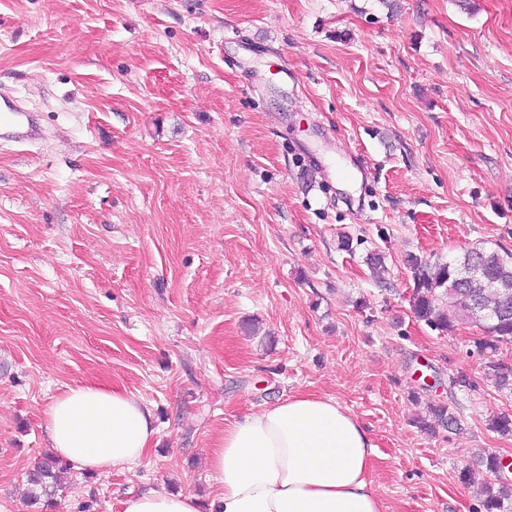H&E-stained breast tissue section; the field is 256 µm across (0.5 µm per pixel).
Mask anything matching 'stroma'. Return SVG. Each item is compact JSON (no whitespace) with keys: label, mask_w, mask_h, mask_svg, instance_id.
<instances>
[{"label":"stroma","mask_w":512,"mask_h":512,"mask_svg":"<svg viewBox=\"0 0 512 512\" xmlns=\"http://www.w3.org/2000/svg\"><path fill=\"white\" fill-rule=\"evenodd\" d=\"M0 86L43 131L0 142L11 512L208 497L213 439L296 392L371 432L389 512H475L491 476L460 472L512 460L488 428L512 414L491 370L512 345L487 358L477 328L417 320L404 258L512 249V0H0ZM461 373L472 389L450 388ZM89 381L152 407L148 455L33 502L41 410ZM431 403L457 427L421 430Z\"/></svg>","instance_id":"1"}]
</instances>
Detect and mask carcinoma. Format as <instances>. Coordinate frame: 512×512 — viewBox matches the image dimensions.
Here are the masks:
<instances>
[{
  "label": "carcinoma",
  "instance_id": "cac0c4a2",
  "mask_svg": "<svg viewBox=\"0 0 512 512\" xmlns=\"http://www.w3.org/2000/svg\"><path fill=\"white\" fill-rule=\"evenodd\" d=\"M404 263L413 274L410 306L415 318L441 333L459 323L474 325L482 332L473 340L479 354L512 345V250L475 245L448 261H431L409 253ZM443 295L451 298L447 307L441 305ZM428 408L432 420L420 422L422 429L433 433L438 426L450 429L458 424L451 406L430 403ZM489 428L501 436H512V415L492 416ZM477 464L495 477V482L481 489V512H506L512 484L499 475L500 459L487 454L479 457ZM57 470L59 462L48 457L30 474L29 481L41 494L49 495Z\"/></svg>",
  "mask_w": 512,
  "mask_h": 512
}]
</instances>
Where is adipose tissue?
<instances>
[{
  "instance_id": "adipose-tissue-1",
  "label": "adipose tissue",
  "mask_w": 512,
  "mask_h": 512,
  "mask_svg": "<svg viewBox=\"0 0 512 512\" xmlns=\"http://www.w3.org/2000/svg\"><path fill=\"white\" fill-rule=\"evenodd\" d=\"M42 418L53 455L95 474L139 466L156 433L146 402L92 381L52 397ZM376 455L372 436L346 407L298 393L216 437L208 503L189 492L149 490L123 512H388L370 479Z\"/></svg>"
}]
</instances>
